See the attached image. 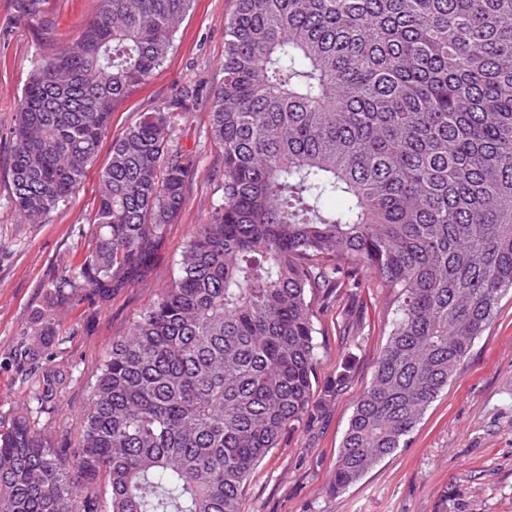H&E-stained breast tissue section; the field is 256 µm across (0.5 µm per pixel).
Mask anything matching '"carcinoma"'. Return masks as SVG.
<instances>
[{
  "label": "carcinoma",
  "mask_w": 512,
  "mask_h": 512,
  "mask_svg": "<svg viewBox=\"0 0 512 512\" xmlns=\"http://www.w3.org/2000/svg\"><path fill=\"white\" fill-rule=\"evenodd\" d=\"M192 5L99 0L78 41L37 62L10 161L29 222L71 197ZM223 70L221 202L112 343L73 449L25 417L0 430V512H241L283 432L349 379L348 357L315 397L312 297L363 266L389 331L340 493L406 444L512 290V0H235ZM195 101L179 92L112 143L94 248L50 293L114 291L152 266L194 174L173 133Z\"/></svg>",
  "instance_id": "cac0c4a2"
}]
</instances>
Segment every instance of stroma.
Returning a JSON list of instances; mask_svg holds the SVG:
<instances>
[{
	"label": "stroma",
	"instance_id": "obj_1",
	"mask_svg": "<svg viewBox=\"0 0 512 512\" xmlns=\"http://www.w3.org/2000/svg\"><path fill=\"white\" fill-rule=\"evenodd\" d=\"M98 0H0V424L33 414L58 448L74 441L77 419L113 341L152 303L178 270L196 226L222 192L213 173L222 151L210 137V102L224 77V28L235 0H194L175 30L163 66L116 104L98 155L69 201L40 223L11 203L8 167L21 91L40 58L71 46L97 13ZM196 104L180 121L176 146L192 152L186 202L152 269L105 294L78 289L48 303L46 285L81 263L92 232L113 141L144 113L180 90ZM360 288L341 287L317 313L316 385L324 387L344 359L348 383L318 419L287 429L251 475L243 512H512V293L474 342L447 391L428 408L407 445L344 492L331 489L336 457L353 406L371 382L387 340L388 297L373 274L357 270ZM50 309V326L37 315ZM359 337L348 349L346 336Z\"/></svg>",
	"mask_w": 512,
	"mask_h": 512
}]
</instances>
